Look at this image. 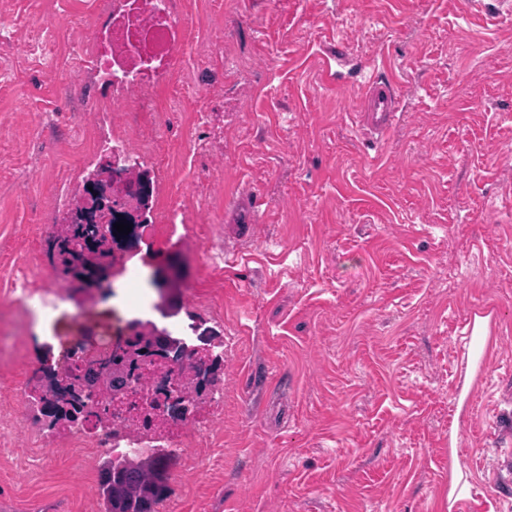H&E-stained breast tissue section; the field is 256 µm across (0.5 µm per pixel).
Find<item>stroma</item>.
I'll return each instance as SVG.
<instances>
[{"instance_id":"obj_1","label":"stroma","mask_w":512,"mask_h":512,"mask_svg":"<svg viewBox=\"0 0 512 512\" xmlns=\"http://www.w3.org/2000/svg\"><path fill=\"white\" fill-rule=\"evenodd\" d=\"M82 0H0L15 26L0 54V315L19 264L53 272L49 239L70 210L58 176L102 155L67 144L72 104L92 122L95 84L63 79L31 35ZM223 60L176 58L167 114L143 113L147 221L182 209L187 248L138 233L139 293L177 266L176 317L224 341L222 409L175 452L157 512H467L449 505L458 466L512 512V11L500 0H215ZM334 80H327V73ZM393 78L401 118L381 144L353 112L373 74ZM223 122L209 155L197 122ZM224 252L211 268L206 250ZM488 317L479 365L465 345ZM0 367L11 414L17 368L36 369L42 337L19 335ZM0 442V512H103L101 455L63 433Z\"/></svg>"}]
</instances>
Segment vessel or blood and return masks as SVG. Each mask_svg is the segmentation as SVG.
I'll use <instances>...</instances> for the list:
<instances>
[{
    "label": "vessel or blood",
    "instance_id": "b4317fda",
    "mask_svg": "<svg viewBox=\"0 0 512 512\" xmlns=\"http://www.w3.org/2000/svg\"><path fill=\"white\" fill-rule=\"evenodd\" d=\"M356 118L372 142H380L398 118V99L388 77L370 80L355 106Z\"/></svg>",
    "mask_w": 512,
    "mask_h": 512
}]
</instances>
